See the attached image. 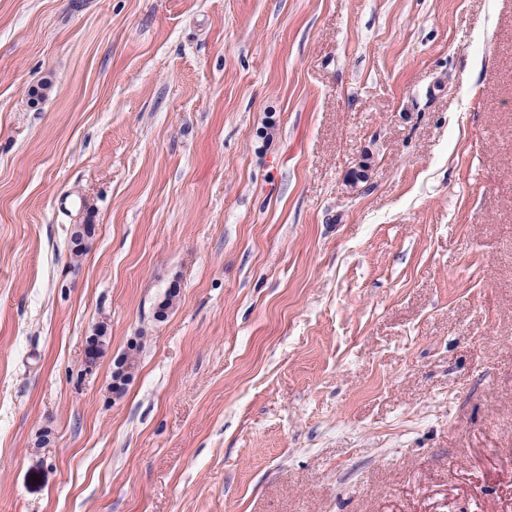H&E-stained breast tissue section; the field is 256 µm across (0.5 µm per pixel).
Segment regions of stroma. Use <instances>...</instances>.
I'll return each mask as SVG.
<instances>
[{
    "mask_svg": "<svg viewBox=\"0 0 512 512\" xmlns=\"http://www.w3.org/2000/svg\"><path fill=\"white\" fill-rule=\"evenodd\" d=\"M0 512H512V0H0Z\"/></svg>",
    "mask_w": 512,
    "mask_h": 512,
    "instance_id": "35a3bbf8",
    "label": "stroma"
}]
</instances>
